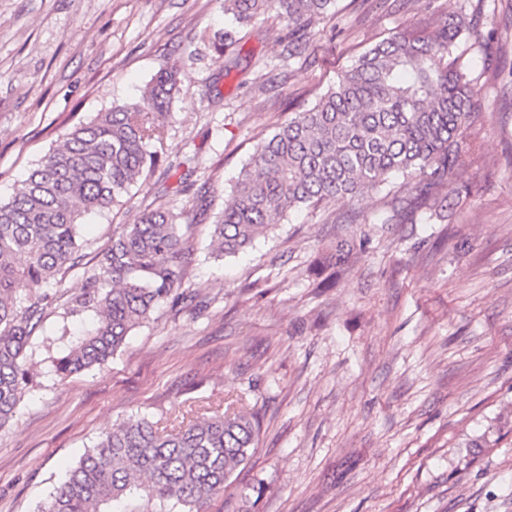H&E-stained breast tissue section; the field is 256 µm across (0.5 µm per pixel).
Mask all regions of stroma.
<instances>
[{"label":"stroma","instance_id":"35a3bbf8","mask_svg":"<svg viewBox=\"0 0 512 512\" xmlns=\"http://www.w3.org/2000/svg\"><path fill=\"white\" fill-rule=\"evenodd\" d=\"M465 17L457 66L475 88L448 219L377 218L390 178L359 201L287 216L237 255L192 247L185 301L161 304L112 359L58 379L52 360L94 320L51 309L32 380L0 431V512H37L112 424L175 410L263 406L256 451L207 512H512V0H337L299 54L271 17L221 50L224 0H0V200L80 121L181 67L167 161L210 181L212 212L263 138L372 45L444 13ZM168 178L86 217L100 246ZM350 253L318 287L337 242Z\"/></svg>","mask_w":512,"mask_h":512}]
</instances>
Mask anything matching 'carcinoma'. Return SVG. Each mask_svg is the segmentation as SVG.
<instances>
[{
	"mask_svg": "<svg viewBox=\"0 0 512 512\" xmlns=\"http://www.w3.org/2000/svg\"><path fill=\"white\" fill-rule=\"evenodd\" d=\"M335 0H224L238 28L224 48L272 11L291 34L335 15ZM467 23L448 14L418 32L395 33L365 51L306 109L260 141L213 222L212 251L235 255L295 209L354 200L398 174L411 194L379 218L398 224L428 204L443 207L461 160L475 90L455 65ZM180 68L166 66L141 99L77 124L0 200V430L14 421L31 380L27 349L48 310L93 311L53 372L64 380L108 361L163 302L175 307L192 249L179 234L182 212L155 197L133 224L112 233L83 263V217L123 203L162 162L166 121ZM83 269L78 293L66 275ZM254 409L226 411L176 431L145 418L115 424L79 459L41 512H115L139 499V512H201L252 458L261 431Z\"/></svg>",
	"mask_w": 512,
	"mask_h": 512,
	"instance_id": "obj_1",
	"label": "carcinoma"
}]
</instances>
